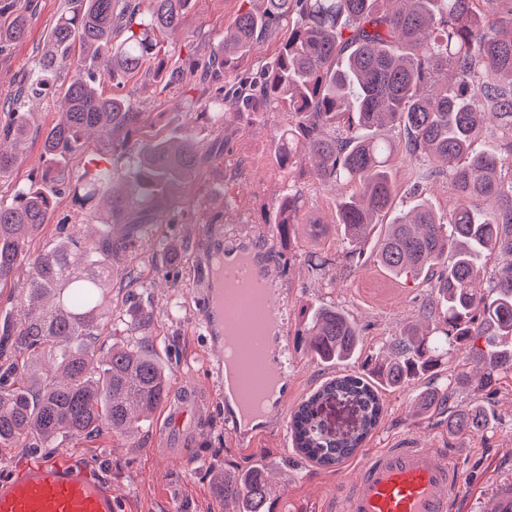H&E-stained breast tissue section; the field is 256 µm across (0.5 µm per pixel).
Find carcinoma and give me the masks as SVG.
<instances>
[{"label":"carcinoma","instance_id":"obj_1","mask_svg":"<svg viewBox=\"0 0 512 512\" xmlns=\"http://www.w3.org/2000/svg\"><path fill=\"white\" fill-rule=\"evenodd\" d=\"M492 3L491 12L480 4ZM22 97L48 94L57 73L70 72L60 99L61 119L42 137L49 168L58 169L98 133L111 142L141 129L151 116L138 111L121 89L145 71L181 22L191 0H66ZM248 8L224 28V37L189 73L213 90L198 105L200 116L222 125L262 106L288 116L275 134L280 164L313 161L319 182L353 186L336 198V224L348 254H361L383 217L376 262L397 278L421 280L435 294L428 316L438 317L445 340L421 331L415 321L392 343V355L368 358L371 372L348 371L326 379L290 415L294 447L311 464L330 469L363 447L384 414L382 392L452 369L448 384L427 389L418 410H443L465 382L477 390L512 379V0H246ZM0 0V52L24 41L28 16ZM288 35L275 55L255 71L228 78L230 64L251 54L275 30ZM177 65L164 76L167 89L183 82ZM113 92L98 91L100 77ZM0 123V175L14 166L28 144L24 115ZM500 139L487 141V116ZM393 132V138L384 131ZM439 163L455 202L449 217L419 200L396 212L390 158ZM199 144L188 136L146 141L127 157L141 192L152 193L190 176ZM85 203L106 198L97 216L101 235L83 248L70 239L39 254L25 288L32 310L16 331L25 349L41 346L58 355L53 376L18 364L0 366V445L35 435L43 440L80 437L106 427L134 431L141 419L168 400V373L147 345H114L102 366L91 364L87 340L102 335L101 306L112 281V224L136 200L112 186V172L94 170L81 183ZM54 198L30 183L0 199V286L23 262L28 243L49 223ZM280 223L293 224L299 190L288 186L278 205ZM488 279L480 273L488 260ZM301 340L308 354L327 364L359 358L363 342L349 313L320 304L302 314ZM356 418L338 433L323 416L336 400ZM487 427L479 412H457L448 430L478 434ZM224 501L246 512H267L262 467L224 479Z\"/></svg>","mask_w":512,"mask_h":512}]
</instances>
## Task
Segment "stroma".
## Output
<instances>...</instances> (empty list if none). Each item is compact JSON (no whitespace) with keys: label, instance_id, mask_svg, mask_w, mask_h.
I'll list each match as a JSON object with an SVG mask.
<instances>
[{"label":"stroma","instance_id":"stroma-1","mask_svg":"<svg viewBox=\"0 0 512 512\" xmlns=\"http://www.w3.org/2000/svg\"><path fill=\"white\" fill-rule=\"evenodd\" d=\"M241 3L191 0L180 26L166 40L164 60L182 64L207 57ZM17 6L28 15L30 29L25 41L0 53V106L15 98L24 80L36 74L45 41L65 0H17ZM124 92L139 110L151 115L140 133L132 135L130 149H137L144 139L188 132L196 135L208 159L188 178L137 205L138 221L147 230L112 259V285L104 308L116 333L97 340L94 358L104 360L116 343L131 348L151 343L172 385L184 380L195 383L206 411L207 430L187 461L172 456V449L183 446L184 437L168 429L157 412L128 434L104 429L86 437L51 441L31 436L0 447V477L34 453L76 454L96 465L111 482L117 512H230L219 491L224 474L248 471L263 459L275 501L273 512H336L339 471L318 468L298 455L287 412L274 416L269 426L258 431L255 450L250 453L240 446L225 419L223 404L214 398L219 378L204 359L207 343L195 304L201 288L197 268L204 256V239L215 230L227 239L251 236L261 240L280 259L282 292L276 301L288 334L299 329L302 310L321 303L338 304L358 324L366 357L389 354L394 336L416 319L428 301V288L422 282L395 279L374 263L376 244L372 241L366 244L359 263L349 265L347 246L335 223L336 188L315 182L303 167L286 170L275 161V132L286 124L285 114L254 112L210 127L196 117L195 104L207 99L209 92L195 82L166 90L158 78L138 76L126 84ZM23 110L30 127L29 144L13 168L0 177V197L9 198L15 187L32 180L43 181L46 190L56 195L55 211L32 240L31 253L49 250L66 238L86 243L95 233L94 223L88 209L72 202L68 190L78 185L95 159L112 169L116 186H125L124 162L113 156L110 146L93 137L70 157L64 174L43 180L46 161L40 142L59 120V109L52 98L40 97L26 99ZM389 167L400 208L424 198L440 214L448 213L454 195L444 175L400 153L392 156ZM292 183L301 191L300 223L285 231L277 223V204ZM312 218L323 221L324 234L311 236L307 223ZM142 308L152 313L147 337L131 325ZM335 373V367L320 363L301 346L290 345L289 407H296ZM447 382L448 373L443 370L432 380L384 392V419L367 445L387 448L410 437L421 447L436 449L465 477L467 492L455 512H478L481 498L495 480L512 478V381L492 395L457 392L455 409L489 406L492 425L480 435L449 433L447 413H419L417 404L429 384Z\"/></svg>","mask_w":512,"mask_h":512}]
</instances>
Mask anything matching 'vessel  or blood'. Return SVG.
Here are the masks:
<instances>
[{"label": "vessel or blood", "mask_w": 512, "mask_h": 512, "mask_svg": "<svg viewBox=\"0 0 512 512\" xmlns=\"http://www.w3.org/2000/svg\"><path fill=\"white\" fill-rule=\"evenodd\" d=\"M209 257L200 278L203 294L200 311L204 328L215 345H223L216 328L229 316L250 319V307L225 299L224 288L233 285L241 292L259 289L264 305L263 328H276L280 309L274 298L276 271L274 254L257 240L245 237L207 248ZM287 369L271 379L273 391L261 405H253L246 390L235 392L242 422L235 433L247 440L255 422H267L272 411L288 406ZM201 401L192 382H182L168 407L167 420L180 432L200 434L195 412ZM353 481L337 485L343 512H451L453 503L465 492L464 476L438 451L420 447L409 438L392 447L371 449L357 456ZM0 512H117L112 487L100 472L75 456L34 455L18 463L0 478ZM482 512H512V481L498 484L485 498Z\"/></svg>", "instance_id": "b4317fda"}]
</instances>
